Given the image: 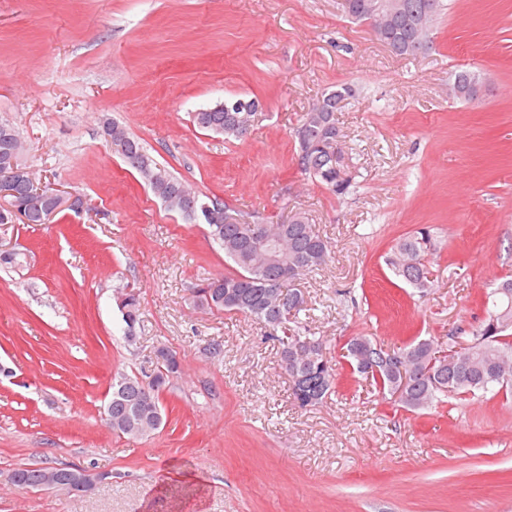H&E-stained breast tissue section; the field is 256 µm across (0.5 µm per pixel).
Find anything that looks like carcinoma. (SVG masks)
Listing matches in <instances>:
<instances>
[{
    "label": "carcinoma",
    "mask_w": 512,
    "mask_h": 512,
    "mask_svg": "<svg viewBox=\"0 0 512 512\" xmlns=\"http://www.w3.org/2000/svg\"><path fill=\"white\" fill-rule=\"evenodd\" d=\"M346 17L356 23H368L374 0H347ZM402 9L389 23L374 27L381 42L398 56H416L417 37L431 43L429 31L445 10L444 0H402ZM453 97L462 102L478 98L482 86L472 70L460 68L451 79ZM352 95V89L341 87L328 92L302 114L296 131V162L302 174L338 196L346 195L352 186L344 165L333 158L339 130L336 112L340 102ZM253 113L226 112L223 103L193 113L197 127L240 139L247 131ZM125 141L123 161L140 176L152 193L173 200L185 184L159 166L143 143L116 123ZM21 142L15 126L0 122V166L8 150ZM26 187L17 188L16 207L12 212L0 208V224H13L27 209ZM207 236L224 252L233 271L220 277L204 278L193 291L195 306L210 312L243 314L258 320L266 329L265 339L278 345L280 366L292 384V396L302 409L319 406L331 394L336 369L325 352L324 342L315 336L308 322L299 320L304 309V296L294 282L319 269L331 257L332 247L316 233L306 216L293 214L288 223L254 221L247 224H213L205 221ZM280 241L278 259H272L263 239ZM437 250L430 231L422 229L400 242L390 260L394 274L409 286L421 290L428 287L425 262ZM128 313L121 314L126 325L125 339L135 341L139 324V299L132 295ZM486 316L471 336H456L444 346L431 339L415 338L394 352L405 355L404 363L417 374L402 381L395 365L383 359L385 350L367 336H356L346 343V351L357 373L358 365L370 357L380 374L371 376L379 391L391 396L394 404L411 411L430 410L450 397H465L478 392L512 393V279H504L487 297ZM180 373L167 362H157L151 381L152 403L140 401L141 378L120 373L112 380V431L130 437H143L159 428L162 420L156 410L162 409L160 392Z\"/></svg>",
    "instance_id": "cac0c4a2"
}]
</instances>
